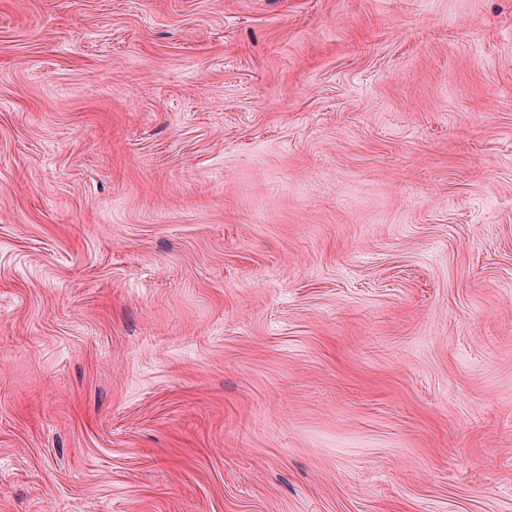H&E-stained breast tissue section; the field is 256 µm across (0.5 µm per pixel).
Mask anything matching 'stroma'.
I'll list each match as a JSON object with an SVG mask.
<instances>
[{
	"label": "stroma",
	"mask_w": 512,
	"mask_h": 512,
	"mask_svg": "<svg viewBox=\"0 0 512 512\" xmlns=\"http://www.w3.org/2000/svg\"><path fill=\"white\" fill-rule=\"evenodd\" d=\"M0 512H512V0H0Z\"/></svg>",
	"instance_id": "35a3bbf8"
}]
</instances>
